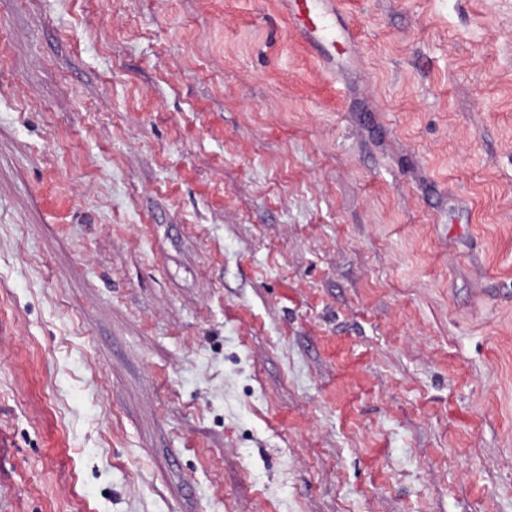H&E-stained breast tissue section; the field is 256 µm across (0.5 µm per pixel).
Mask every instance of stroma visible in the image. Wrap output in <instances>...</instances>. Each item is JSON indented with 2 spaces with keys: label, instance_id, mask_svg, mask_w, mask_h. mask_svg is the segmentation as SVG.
<instances>
[{
  "label": "stroma",
  "instance_id": "stroma-1",
  "mask_svg": "<svg viewBox=\"0 0 512 512\" xmlns=\"http://www.w3.org/2000/svg\"><path fill=\"white\" fill-rule=\"evenodd\" d=\"M0 0V512H512V0ZM314 2L315 0L288 1V10L302 23L311 39L317 35L327 34L324 15L317 10Z\"/></svg>",
  "mask_w": 512,
  "mask_h": 512
}]
</instances>
